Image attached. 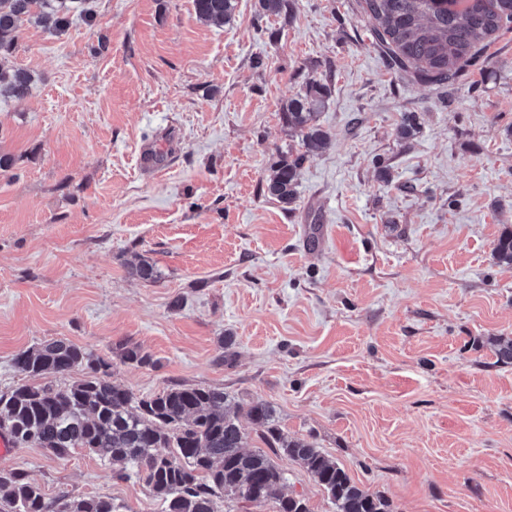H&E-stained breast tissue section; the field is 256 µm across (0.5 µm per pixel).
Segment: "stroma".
Listing matches in <instances>:
<instances>
[{
    "mask_svg": "<svg viewBox=\"0 0 512 512\" xmlns=\"http://www.w3.org/2000/svg\"><path fill=\"white\" fill-rule=\"evenodd\" d=\"M291 4L262 18L236 0L223 27L192 0H94L60 35L21 22L32 91L0 95V392L28 381L19 349L64 337L109 359L126 339L156 361L115 365L135 396L259 397L394 512H512V365L486 346L512 339V267L493 260L512 225V29L438 86L389 66L357 0ZM325 73L330 140L286 207L263 191L298 147L280 109ZM139 256L156 282L129 275ZM279 464L287 494L334 512ZM15 469L51 497L160 512L84 451L18 448L0 458Z\"/></svg>",
    "mask_w": 512,
    "mask_h": 512,
    "instance_id": "1",
    "label": "stroma"
}]
</instances>
